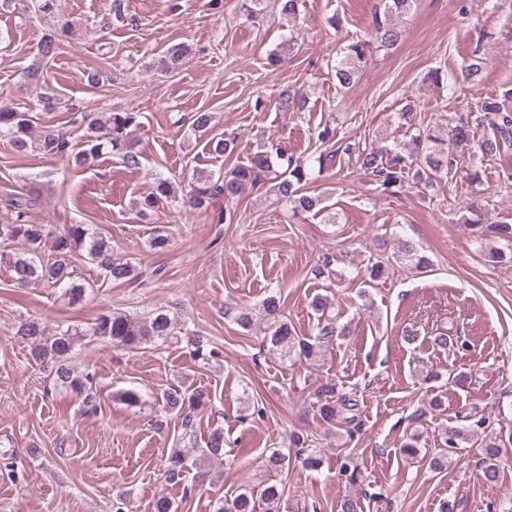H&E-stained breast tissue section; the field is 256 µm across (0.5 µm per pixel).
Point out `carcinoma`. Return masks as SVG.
<instances>
[{
    "label": "carcinoma",
    "mask_w": 512,
    "mask_h": 512,
    "mask_svg": "<svg viewBox=\"0 0 512 512\" xmlns=\"http://www.w3.org/2000/svg\"><path fill=\"white\" fill-rule=\"evenodd\" d=\"M415 0H381L375 11L371 32L364 39L350 43L343 51V56L334 66L338 85L351 87L358 78L361 63L374 52L396 45L402 39V31L392 23L395 15L408 13ZM81 20L72 19L54 27L42 36L38 46L37 58L27 70V79L34 84L37 109L54 111L63 104L62 99L41 85L43 68L54 59L61 47L67 42L73 29ZM296 39L285 37L267 56V66L275 68L283 56L293 52ZM192 52L190 46L178 44L167 51L163 57V67L169 69L181 63ZM482 66L470 63L454 75L456 84L474 85L480 81ZM77 117L74 122L83 126L87 136L80 150L73 148L72 141L65 133L46 129L35 137L33 129V109L0 108V140H5L19 154L40 151L47 155L71 162L76 167L91 165L104 154L116 155L122 161L136 167L139 155L134 150L132 133L143 127L140 112H99L85 111L82 107L71 106ZM476 110L489 116V123L494 137L475 139V132L469 123L448 120V136L458 144H473L475 151L482 156H493L503 142L512 141V112L501 109L492 96L480 99ZM413 151L406 155L403 150L387 146L372 147L359 154L360 169L368 181L383 193L404 185L409 173H414L417 182L425 187L432 185L435 174L457 165L454 156L443 147L444 139L435 131L418 128L411 137ZM211 153L230 157L234 153V140L214 137L207 143ZM277 159L286 164L284 172L273 169L272 155L269 152H256L247 163L237 165L223 174H214L206 167L192 169L186 192L187 204L194 209H208L217 201L226 204L239 199L245 192L255 187L259 181L274 182L271 186L276 198L289 204L296 212L327 210L323 206L325 199L307 193L310 181L323 175L328 158L320 153L306 162L298 161L283 153ZM171 183L164 178H156L152 191L139 203L144 212L171 198ZM35 205L32 196H16L8 199V207L13 215L9 224H0V244L20 242L24 249L18 253H0V260L8 262L14 280L20 285L32 282H45L60 287L70 301L82 299L85 288L77 282L73 266V255L78 250L86 253L89 263L95 265L109 280L117 283L131 281L138 277L136 267L129 261L117 257L112 251L111 243L99 233L84 224H69L59 231H53L47 224H33L29 221V210ZM470 217L465 223L476 227L482 237H495L512 246V225L481 223L482 205L472 202L467 207ZM49 255L43 261V255ZM396 254L409 260L415 267H429L428 259L418 255L416 249L407 241L397 240ZM281 296L272 291L262 301V316L269 329V342L284 362L310 361L321 350L339 336L346 335V326L339 323L336 316L327 308L324 298L316 296L310 302L317 314L315 335L302 337L297 335L294 327L282 318ZM188 334L185 325L161 310H155L144 317L137 315L103 312L86 328L60 325L50 331L37 318H26L14 326V335L28 343L33 360L49 369L55 385L71 390L81 400L84 409L97 410V397L93 392V376L78 372L71 364L77 343L86 336H93L105 342L124 348H141L148 345H166L179 342L182 335ZM318 402L320 419L326 424L336 423V417L344 411L357 409L356 400L337 393L336 384L325 382L313 392ZM164 409L182 416V428L185 433L193 432L194 411L209 402V394L200 387L190 388L185 383L173 384L161 394ZM472 419L470 428L448 426L440 433V452L429 460L433 470H445L448 467V455L459 443L470 437L480 436L490 426L485 416L467 414ZM512 445V433L507 437L492 436L482 445L484 461V478L492 483L498 479V459L502 449ZM202 457L208 460H220L224 457V431L212 430L206 447L201 449ZM341 475L355 480L360 477L358 460L345 455L338 459ZM186 468V451L172 448L166 455L164 472L166 480L178 483ZM282 495L279 484L267 479L257 485L248 486L231 500L222 501L217 512H256V503L266 505V512H273Z\"/></svg>",
    "instance_id": "carcinoma-1"
}]
</instances>
